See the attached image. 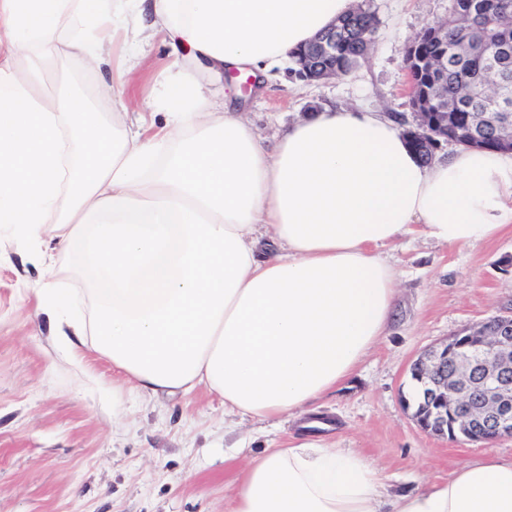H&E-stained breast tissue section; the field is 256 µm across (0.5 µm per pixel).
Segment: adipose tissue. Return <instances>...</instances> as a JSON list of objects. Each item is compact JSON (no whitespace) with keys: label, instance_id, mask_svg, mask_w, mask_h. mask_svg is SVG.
I'll use <instances>...</instances> for the list:
<instances>
[{"label":"adipose tissue","instance_id":"obj_1","mask_svg":"<svg viewBox=\"0 0 512 512\" xmlns=\"http://www.w3.org/2000/svg\"><path fill=\"white\" fill-rule=\"evenodd\" d=\"M0 0V224L35 244L53 345L98 352L146 397L205 387L225 415L302 418L385 336L397 277L383 251L420 234L466 247L512 223V153L461 149L422 163L373 112L324 109L267 145L233 73L263 85L353 0ZM118 82L103 123L69 90L34 95L60 54ZM185 65L136 85L155 35ZM140 88L156 112L130 118ZM93 274L72 317L61 253ZM229 512H512V458L487 450L448 480L391 496L374 461L300 436L249 457Z\"/></svg>","mask_w":512,"mask_h":512}]
</instances>
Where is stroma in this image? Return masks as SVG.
I'll return each instance as SVG.
<instances>
[{
	"label": "stroma",
	"mask_w": 512,
	"mask_h": 512,
	"mask_svg": "<svg viewBox=\"0 0 512 512\" xmlns=\"http://www.w3.org/2000/svg\"><path fill=\"white\" fill-rule=\"evenodd\" d=\"M361 2L379 26L372 54L349 76L307 83L286 70L263 90L242 85L245 116L267 143L327 105L412 121L405 51L446 17L448 0ZM110 76L65 56L47 66L36 92L49 99L77 81L93 93ZM30 252L0 227V512H225L247 457L285 440L293 422L235 428L207 390L149 399L94 345L74 359L58 352L36 314L42 271ZM386 257L400 274L392 324L352 376L313 404V434L370 457L399 493L448 479L491 446L512 456V438L491 446L442 439L405 406L413 360L512 307V231L463 249L403 236Z\"/></svg>",
	"instance_id": "stroma-1"
}]
</instances>
